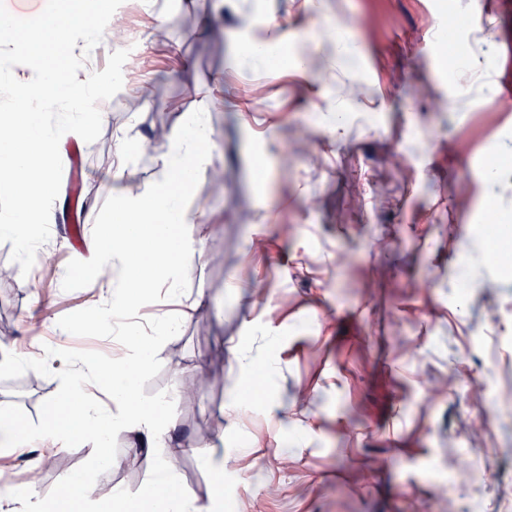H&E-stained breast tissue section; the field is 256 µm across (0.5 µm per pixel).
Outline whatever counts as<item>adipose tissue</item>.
<instances>
[{"instance_id": "ef3b65f1", "label": "adipose tissue", "mask_w": 512, "mask_h": 512, "mask_svg": "<svg viewBox=\"0 0 512 512\" xmlns=\"http://www.w3.org/2000/svg\"><path fill=\"white\" fill-rule=\"evenodd\" d=\"M216 103L211 92H203L189 131L169 137L167 149L158 158V190L146 194L126 188L115 210L98 227L94 246L97 264L111 270L116 290L105 299L98 316L107 321L112 311L128 306L144 281L165 285L177 292L179 259L188 247L182 227L196 224L198 215L182 195L169 191L176 174H196L205 169L208 156L199 147L197 137L206 129V114ZM152 345L127 337L125 354L118 362L104 365L98 359L86 361L84 369H71L65 394L81 400L78 411L57 404L45 415L38 435L20 431L15 423L0 419V447L17 453L31 448H52L58 441L75 434L102 440L115 431H123L146 446H153L158 434L166 432V422L152 408L133 406L132 395L123 382L142 373L150 364ZM106 381L109 406L88 398L83 383L86 377Z\"/></svg>"}]
</instances>
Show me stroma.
Masks as SVG:
<instances>
[{"mask_svg": "<svg viewBox=\"0 0 512 512\" xmlns=\"http://www.w3.org/2000/svg\"><path fill=\"white\" fill-rule=\"evenodd\" d=\"M119 12L137 31L126 88L100 103L95 142L62 147L54 251L0 282V354L18 361L0 370V403L33 429L66 388L44 355L121 356L113 327L89 340L79 328L101 296L93 242L116 148L141 143L128 179L152 189L154 131L182 130L209 84L223 178L183 188L202 253L184 257L176 295L151 286L127 312L155 340L133 400L163 405L185 449L179 490L210 512H512V261L486 263L481 233L494 212L512 238V0H225L220 13L214 0H124ZM482 14L485 61L457 77L448 60ZM269 32L275 62L245 60ZM491 156L493 193L477 171ZM175 365L222 382L170 398ZM132 446L113 433L108 480L138 497L172 449L146 450L138 469ZM99 453L80 436L50 455L0 450V490L23 492L37 469L52 499Z\"/></svg>", "mask_w": 512, "mask_h": 512, "instance_id": "35a3bbf8", "label": "stroma"}]
</instances>
